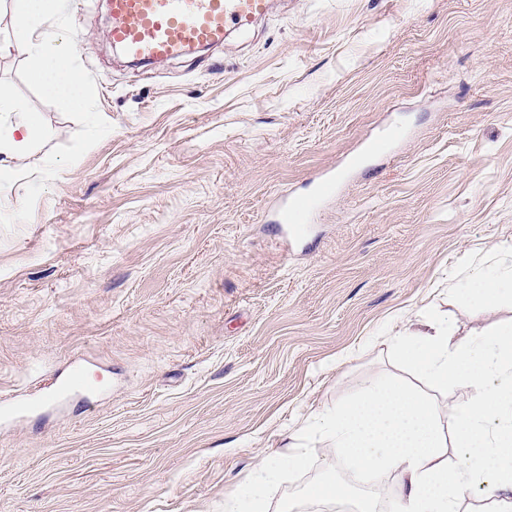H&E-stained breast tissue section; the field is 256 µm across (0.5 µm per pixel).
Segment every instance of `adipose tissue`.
<instances>
[{"label":"adipose tissue","mask_w":512,"mask_h":512,"mask_svg":"<svg viewBox=\"0 0 512 512\" xmlns=\"http://www.w3.org/2000/svg\"><path fill=\"white\" fill-rule=\"evenodd\" d=\"M58 8V0H12V15L22 23L11 47L27 56L32 84L64 106L85 108L95 92L71 66L67 37L40 28ZM44 134L40 113L0 93L1 157L30 154ZM397 358L432 386L470 389V398L445 407L418 386L385 381L313 417L304 440L266 458L225 499V512L258 507L282 466L305 465L311 442L327 444L331 459L352 473L351 484L329 480L316 485L312 497L350 512H512V325L456 340L447 322L425 320L399 337ZM381 471L397 478L386 504L354 495V484Z\"/></svg>","instance_id":"1"}]
</instances>
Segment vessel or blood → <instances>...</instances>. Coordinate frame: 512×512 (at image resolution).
I'll list each match as a JSON object with an SVG mask.
<instances>
[{
	"instance_id": "obj_1",
	"label": "vessel or blood",
	"mask_w": 512,
	"mask_h": 512,
	"mask_svg": "<svg viewBox=\"0 0 512 512\" xmlns=\"http://www.w3.org/2000/svg\"><path fill=\"white\" fill-rule=\"evenodd\" d=\"M108 37L125 55L140 63L165 61L194 47L223 45L228 31L244 29L266 16L271 0H109ZM337 180L329 174L316 182L310 196L282 199L277 223L289 235L302 233L317 203L335 196ZM109 383L100 371L70 364L56 393L64 401L90 399Z\"/></svg>"
}]
</instances>
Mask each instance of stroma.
Wrapping results in <instances>:
<instances>
[{
    "mask_svg": "<svg viewBox=\"0 0 512 512\" xmlns=\"http://www.w3.org/2000/svg\"><path fill=\"white\" fill-rule=\"evenodd\" d=\"M94 89L68 109L0 54V93L41 113L0 172V400L76 358L110 391L0 424V512H224L314 413L391 378V338L448 318L512 324L457 292L512 247V0H275L223 46L131 67L108 0H63ZM402 135L356 170L388 126ZM348 170L296 249L271 214ZM312 445L260 512L325 475Z\"/></svg>",
    "mask_w": 512,
    "mask_h": 512,
    "instance_id": "1",
    "label": "stroma"
}]
</instances>
